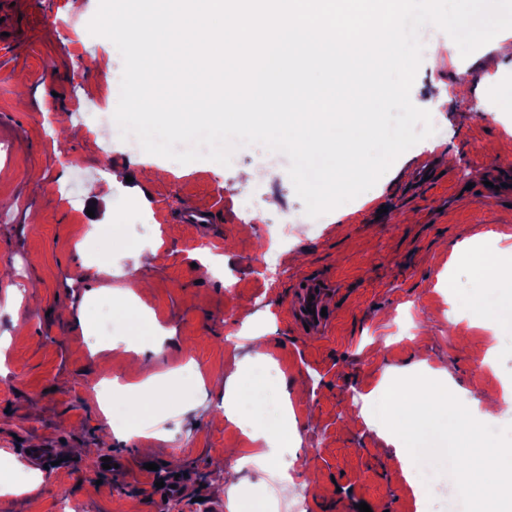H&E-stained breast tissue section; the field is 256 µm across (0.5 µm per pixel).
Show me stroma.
<instances>
[{
    "mask_svg": "<svg viewBox=\"0 0 512 512\" xmlns=\"http://www.w3.org/2000/svg\"><path fill=\"white\" fill-rule=\"evenodd\" d=\"M99 0H14L0 14V340L8 373L0 376V482L21 485L28 470L42 483L0 495V512H204L206 502L267 512H449L445 474L420 496L402 470L394 435L375 428L351 402L398 377L448 372L446 387L475 419L492 427L481 403L512 388V330L475 317L472 281L512 243V191L487 195L482 183L512 166V56L483 43L458 54L453 40L428 26L430 43L411 90L414 104L440 99V133L404 152L370 190L342 209L293 227L288 244L273 231L282 214L303 211L287 168L258 171L260 145L236 150L230 166L180 164L129 151L119 133L96 136L85 112L110 103L123 61L88 31ZM466 81L470 91L458 97ZM443 177L427 190L391 199L393 183L411 182L424 163ZM167 167L165 179L135 192L127 175ZM95 182L96 200L85 186ZM145 196L150 224L123 221L126 202ZM247 200L257 221L239 211ZM94 215H87V207ZM208 208L211 224L182 223L181 208ZM474 242L458 262L455 246ZM282 275L262 278L266 249ZM223 270L200 276L204 252ZM155 254L147 271L141 333L113 314L98 333L93 298L120 302L118 291L137 255ZM110 265L111 275L100 268ZM319 276L337 291L329 328H296L290 291ZM36 279L37 297L12 300L13 287ZM242 329L235 346L224 344ZM234 336V335H233ZM162 376L168 396L117 400L114 412L134 433L101 442L107 430L96 383L103 376L138 383L142 368ZM261 376L264 405L224 413L236 401L232 375ZM205 385H198V376ZM289 398V412L280 401ZM157 442H150V435ZM55 462L24 459L33 443ZM266 461L250 463L254 447ZM127 451L124 468L100 470L102 458ZM307 459L308 468L296 465ZM24 468H17V461ZM293 479L289 495L278 476ZM180 474L184 495L163 500L157 475Z\"/></svg>",
    "mask_w": 512,
    "mask_h": 512,
    "instance_id": "1",
    "label": "stroma"
}]
</instances>
